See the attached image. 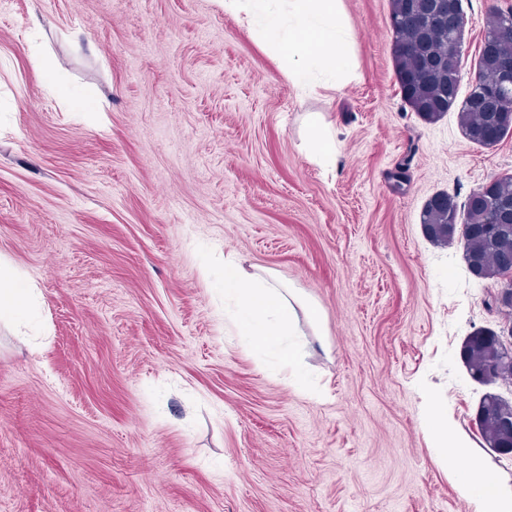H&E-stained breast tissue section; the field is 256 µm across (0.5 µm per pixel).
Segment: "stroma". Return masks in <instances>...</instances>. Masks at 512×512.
I'll return each mask as SVG.
<instances>
[{"label":"stroma","instance_id":"35a3bbf8","mask_svg":"<svg viewBox=\"0 0 512 512\" xmlns=\"http://www.w3.org/2000/svg\"><path fill=\"white\" fill-rule=\"evenodd\" d=\"M341 6L353 69L326 95L221 0H0V258L38 290L0 325V512H474L433 400L512 485L477 417L512 384L463 357L512 317L420 222L512 174V132L488 147L457 109L424 120L390 0ZM461 8L463 99L512 0ZM313 114L332 165L307 154ZM228 258L318 307L297 318L306 389L238 336ZM425 423L438 447L443 448L446 463L452 464L457 457L467 452L465 441L448 432L447 410L436 401L430 402Z\"/></svg>","mask_w":512,"mask_h":512}]
</instances>
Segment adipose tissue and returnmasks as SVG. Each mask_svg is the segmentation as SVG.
<instances>
[{"instance_id": "obj_1", "label": "adipose tissue", "mask_w": 512, "mask_h": 512, "mask_svg": "<svg viewBox=\"0 0 512 512\" xmlns=\"http://www.w3.org/2000/svg\"><path fill=\"white\" fill-rule=\"evenodd\" d=\"M272 0H224L230 12H246L258 24L263 40L285 63V75L298 88L327 78L340 84L351 67L352 33L345 26L341 0H287V11ZM224 293L237 306L236 326L249 343L276 353L289 373H296L299 347L294 340L298 314L317 318L318 310L277 281L246 276L233 260L224 262ZM36 295L26 281L0 263V322L12 323L26 314ZM425 423L442 448L446 463L465 453V441L448 430L446 409L430 402ZM463 498L475 512H512V487L500 483L478 458L455 475Z\"/></svg>"}]
</instances>
